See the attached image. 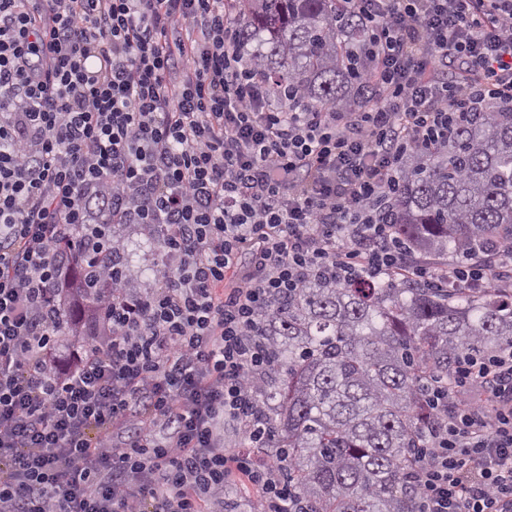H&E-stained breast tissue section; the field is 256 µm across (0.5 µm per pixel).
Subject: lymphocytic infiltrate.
Wrapping results in <instances>:
<instances>
[{
  "label": "lymphocytic infiltrate",
  "mask_w": 512,
  "mask_h": 512,
  "mask_svg": "<svg viewBox=\"0 0 512 512\" xmlns=\"http://www.w3.org/2000/svg\"><path fill=\"white\" fill-rule=\"evenodd\" d=\"M232 0H0V512H305L264 440L261 318L312 280L402 275L512 293V239L417 265L388 206L408 163L512 106V0H340L372 90L312 109L273 87ZM148 224L154 282L105 276L112 329L59 368L67 257L103 212ZM241 269L233 288L228 271ZM418 512H512V346L430 389Z\"/></svg>",
  "instance_id": "1"
}]
</instances>
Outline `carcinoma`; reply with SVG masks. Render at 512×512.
Here are the masks:
<instances>
[{
  "instance_id": "obj_1",
  "label": "carcinoma",
  "mask_w": 512,
  "mask_h": 512,
  "mask_svg": "<svg viewBox=\"0 0 512 512\" xmlns=\"http://www.w3.org/2000/svg\"><path fill=\"white\" fill-rule=\"evenodd\" d=\"M241 40L270 81L312 107L349 103L364 37L338 0H236ZM396 234L421 252L451 254L464 241L512 236V111L461 128L414 160L391 203ZM79 242L77 291L99 305L103 265ZM263 335L277 369L260 397L288 483L310 512H416L415 448L435 417L427 385L451 383L457 358L512 344V295L425 288L387 276L345 285L315 281L277 297Z\"/></svg>"
}]
</instances>
